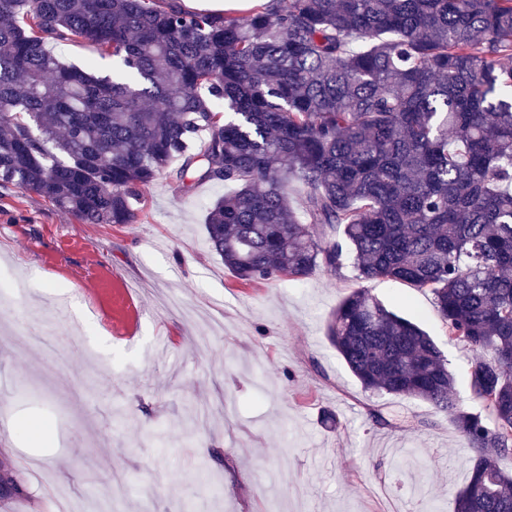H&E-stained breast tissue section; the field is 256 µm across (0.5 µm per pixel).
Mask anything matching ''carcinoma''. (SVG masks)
Here are the masks:
<instances>
[{"label": "carcinoma", "mask_w": 512, "mask_h": 512, "mask_svg": "<svg viewBox=\"0 0 512 512\" xmlns=\"http://www.w3.org/2000/svg\"><path fill=\"white\" fill-rule=\"evenodd\" d=\"M74 41L112 73L48 48ZM162 175L233 187L205 227L244 282L349 263L430 291L483 414L363 288L328 339L364 390L449 415L476 453L456 512H512V0H0V186L134 224Z\"/></svg>", "instance_id": "1"}]
</instances>
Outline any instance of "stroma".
I'll return each mask as SVG.
<instances>
[{
  "mask_svg": "<svg viewBox=\"0 0 512 512\" xmlns=\"http://www.w3.org/2000/svg\"><path fill=\"white\" fill-rule=\"evenodd\" d=\"M226 191L186 193L164 175L143 188L137 223L81 224L0 187V290L30 328L0 332V512H58L63 489L112 512H271L299 491L308 512H455L474 452L449 417L364 391L326 336L352 270L237 279L205 229ZM366 287L435 339L457 400L477 410L470 352L449 342L431 293ZM32 420L50 427L42 441L26 435Z\"/></svg>",
  "mask_w": 512,
  "mask_h": 512,
  "instance_id": "obj_1",
  "label": "stroma"
}]
</instances>
